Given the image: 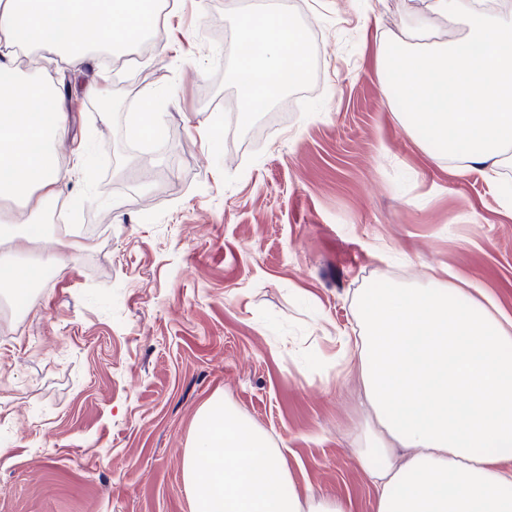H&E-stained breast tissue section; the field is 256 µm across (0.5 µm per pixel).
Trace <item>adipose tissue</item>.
Returning a JSON list of instances; mask_svg holds the SVG:
<instances>
[{"label": "adipose tissue", "mask_w": 512, "mask_h": 512, "mask_svg": "<svg viewBox=\"0 0 512 512\" xmlns=\"http://www.w3.org/2000/svg\"><path fill=\"white\" fill-rule=\"evenodd\" d=\"M393 37H380L381 92L460 170L497 174L512 164V0H420ZM172 14L167 0H0V269L13 298L29 297L38 268H65L82 242L55 243L36 218L57 203L67 174L57 144L67 132L61 91L29 74L34 49L80 69L97 51L149 35ZM235 81L242 121L269 106L308 69L286 0H255L240 15ZM43 249L16 263L26 244ZM356 378L381 430L357 452L377 490V512H512V317L486 294L464 295L438 278L426 287L387 283L357 302ZM183 480L192 512H353L351 499L311 500L280 449L222 399L200 412Z\"/></svg>", "instance_id": "ef3b65f1"}]
</instances>
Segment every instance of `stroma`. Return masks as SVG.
I'll use <instances>...</instances> for the list:
<instances>
[{"mask_svg":"<svg viewBox=\"0 0 512 512\" xmlns=\"http://www.w3.org/2000/svg\"><path fill=\"white\" fill-rule=\"evenodd\" d=\"M415 3L293 0L308 88L247 124L226 0H180L109 121L85 94L96 62L67 73L60 200L85 248L22 313L0 307V512H191L182 456L216 397L299 491L376 512L355 462L376 416L334 361L359 295L443 268L512 315L505 194L432 163L381 94L375 33ZM146 90L162 135L136 148Z\"/></svg>","mask_w":512,"mask_h":512,"instance_id":"stroma-1","label":"stroma"}]
</instances>
